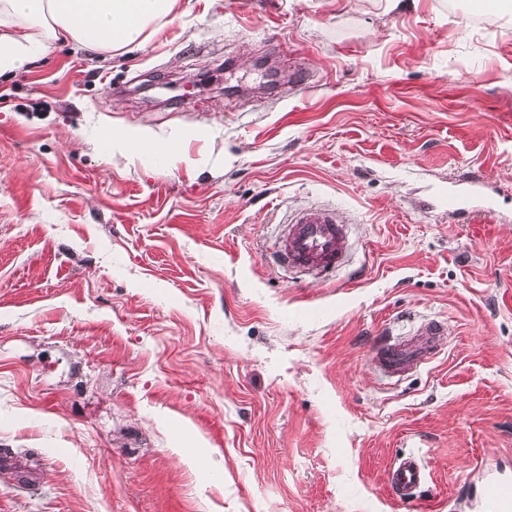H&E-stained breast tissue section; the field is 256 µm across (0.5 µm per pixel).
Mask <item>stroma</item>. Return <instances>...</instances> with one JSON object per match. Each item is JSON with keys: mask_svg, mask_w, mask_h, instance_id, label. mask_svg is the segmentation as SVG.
<instances>
[{"mask_svg": "<svg viewBox=\"0 0 512 512\" xmlns=\"http://www.w3.org/2000/svg\"><path fill=\"white\" fill-rule=\"evenodd\" d=\"M310 207L327 275L268 261ZM3 451L0 512H477L481 460L512 477V0H178L0 74ZM415 339L388 343L380 346L373 358L375 367L388 378H400L418 367L428 358L435 343V336H442L440 327L425 329ZM420 458L408 456L395 463L389 473V484L399 499L415 496L425 482Z\"/></svg>", "mask_w": 512, "mask_h": 512, "instance_id": "1", "label": "stroma"}]
</instances>
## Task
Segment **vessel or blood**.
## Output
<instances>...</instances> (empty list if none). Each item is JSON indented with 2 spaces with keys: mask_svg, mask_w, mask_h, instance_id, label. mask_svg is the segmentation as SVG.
Wrapping results in <instances>:
<instances>
[{
  "mask_svg": "<svg viewBox=\"0 0 512 512\" xmlns=\"http://www.w3.org/2000/svg\"><path fill=\"white\" fill-rule=\"evenodd\" d=\"M348 249L344 223L335 212L310 209L299 213L288 225L281 243L274 251L282 265L307 271H321L341 265ZM439 327L420 332L417 338L380 346L373 358L376 368L388 378H398L425 362L430 354ZM486 478L479 501L491 512H512V480L498 476L495 460H483ZM425 482L421 460L408 456L395 463L389 473V484L397 498L415 496Z\"/></svg>",
  "mask_w": 512,
  "mask_h": 512,
  "instance_id": "vessel-or-blood-1",
  "label": "vessel or blood"
}]
</instances>
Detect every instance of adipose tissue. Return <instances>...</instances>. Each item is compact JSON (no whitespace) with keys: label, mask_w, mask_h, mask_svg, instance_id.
Here are the masks:
<instances>
[{"label":"adipose tissue","mask_w":512,"mask_h":512,"mask_svg":"<svg viewBox=\"0 0 512 512\" xmlns=\"http://www.w3.org/2000/svg\"><path fill=\"white\" fill-rule=\"evenodd\" d=\"M177 0H0V13L30 21L34 31L0 29V71L21 67L39 43L63 40L109 53L141 43Z\"/></svg>","instance_id":"1"}]
</instances>
